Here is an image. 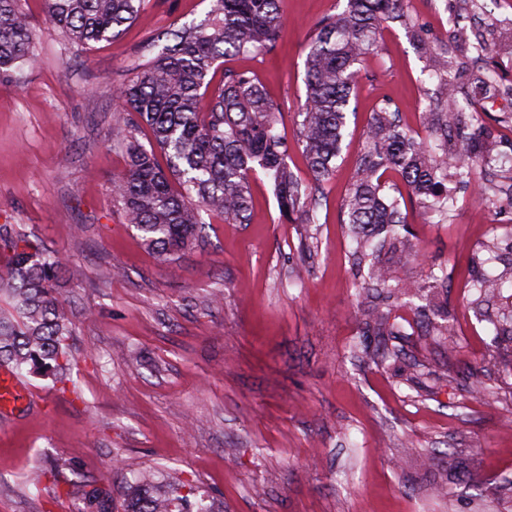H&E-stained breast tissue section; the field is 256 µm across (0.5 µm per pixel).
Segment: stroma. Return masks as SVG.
Wrapping results in <instances>:
<instances>
[{
	"instance_id": "obj_1",
	"label": "stroma",
	"mask_w": 512,
	"mask_h": 512,
	"mask_svg": "<svg viewBox=\"0 0 512 512\" xmlns=\"http://www.w3.org/2000/svg\"><path fill=\"white\" fill-rule=\"evenodd\" d=\"M344 4L280 0L276 49L225 62L253 70L282 105L288 141L316 25ZM22 6L36 62L22 80L0 78V225L67 257L58 286L76 363L63 392L48 372L25 370L39 402L0 420V512H72L67 491L82 480L108 483L118 502L135 476L167 471L223 512H512V332L493 326L512 286L488 302L470 286L503 271L484 246L512 244V213L472 189L445 224L410 209L423 258L396 274L447 273L456 335L445 341L400 307L403 333L384 363L365 365L356 350L361 299L340 203L382 98L423 129V62L405 30L384 28L363 63L317 223L285 219L260 174L247 223L206 217L202 240L163 260L112 200L125 165L112 148L114 91L156 32L199 22L210 0H145L122 38L88 50L63 43L40 0ZM409 8L446 17L437 37L457 60L464 34L499 20L461 0ZM473 373L486 394L471 393ZM51 465L55 475L29 482ZM440 484L447 496L434 495Z\"/></svg>"
}]
</instances>
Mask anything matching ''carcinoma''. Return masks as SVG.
<instances>
[{
  "instance_id": "1",
  "label": "carcinoma",
  "mask_w": 512,
  "mask_h": 512,
  "mask_svg": "<svg viewBox=\"0 0 512 512\" xmlns=\"http://www.w3.org/2000/svg\"><path fill=\"white\" fill-rule=\"evenodd\" d=\"M50 23L71 45L89 48L120 36L132 24L143 0H41ZM405 0H346L344 9L322 18L309 45L305 66L306 100L296 113L297 145L314 180L321 184L336 171L359 65L376 47L383 23L397 20L425 58L423 73L434 89V105L424 113L425 135L401 124L384 99L364 130L361 155L349 192L341 204L352 255L367 275L360 290L379 288L383 299L363 310L366 332L396 336L397 306L428 319L430 329L448 340L455 336L448 308L437 299L448 288V275L433 272L398 280L392 266L421 254L403 210L412 204L438 223H448L457 208L456 189L475 187L486 205L500 199L482 187L492 163L500 160L479 150L472 121L458 94L464 63L448 59L430 24L408 13ZM286 27L279 0H211L204 19L170 28L157 40H172L154 57L136 63L117 88L121 113L112 127V146L126 159L125 171L112 181V198L143 244L161 257L194 246L199 240L200 210L226 221H248L250 181L261 172L273 183L280 212L302 224L317 223L319 189L307 186L290 168V146L278 131L282 112L248 70L224 71L222 85L209 90L207 77L236 55L271 51ZM31 15L22 0H0V74L19 72L35 61ZM153 148L138 140L142 126ZM164 153L161 166L156 151ZM395 172L401 185L388 184ZM0 366L20 371L46 367L66 390L74 362L69 340L72 322L56 281L67 260L14 236L0 225ZM504 281L478 275L472 287L479 298L500 294ZM420 305H415V302ZM73 512H214L198 498L197 487L179 475H141L128 483L115 505L103 487L73 485Z\"/></svg>"
}]
</instances>
